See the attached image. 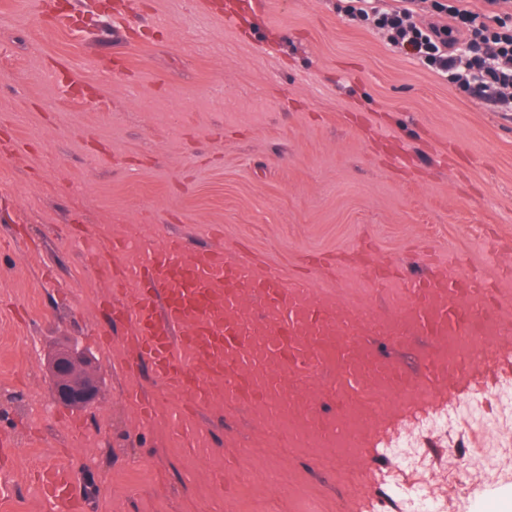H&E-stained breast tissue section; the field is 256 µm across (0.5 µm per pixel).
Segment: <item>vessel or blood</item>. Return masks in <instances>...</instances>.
Masks as SVG:
<instances>
[{
    "label": "vessel or blood",
    "mask_w": 512,
    "mask_h": 512,
    "mask_svg": "<svg viewBox=\"0 0 512 512\" xmlns=\"http://www.w3.org/2000/svg\"><path fill=\"white\" fill-rule=\"evenodd\" d=\"M79 246L124 327L121 343L133 367L145 368L159 387L150 397L138 385L128 392L142 422L163 420L188 447H202L203 414L262 406L268 428L296 435L314 423L327 444L367 439L368 448L348 458L350 472L362 476L348 512H365L373 501L371 476L382 459L377 445L393 418L382 409L357 412L354 401L385 385L404 395V409L414 415L448 393H465L489 370L478 353L443 366L430 351L414 377L387 357L378 337L401 344L415 336L461 342L512 335L497 288L476 274L449 273L431 253L423 258L427 274L408 283L401 308L366 315L314 297L305 280L284 278L220 246L191 248L179 235L160 245L116 237L104 249L85 237ZM361 352L372 365L357 363ZM34 478L56 512H85L80 477L66 462L47 463Z\"/></svg>",
    "instance_id": "1"
}]
</instances>
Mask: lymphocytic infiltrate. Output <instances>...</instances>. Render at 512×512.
<instances>
[{
    "label": "lymphocytic infiltrate",
    "mask_w": 512,
    "mask_h": 512,
    "mask_svg": "<svg viewBox=\"0 0 512 512\" xmlns=\"http://www.w3.org/2000/svg\"><path fill=\"white\" fill-rule=\"evenodd\" d=\"M469 0H437L436 18L418 25L421 0H348L346 11L384 31L397 48L448 73L476 97L512 106V0H482L493 24L481 20ZM468 43L472 52L459 61L457 46Z\"/></svg>",
    "instance_id": "lymphocytic-infiltrate-1"
}]
</instances>
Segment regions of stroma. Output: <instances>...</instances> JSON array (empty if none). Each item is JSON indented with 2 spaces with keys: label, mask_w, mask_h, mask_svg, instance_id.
<instances>
[{
  "label": "stroma",
  "mask_w": 512,
  "mask_h": 512,
  "mask_svg": "<svg viewBox=\"0 0 512 512\" xmlns=\"http://www.w3.org/2000/svg\"><path fill=\"white\" fill-rule=\"evenodd\" d=\"M344 0H112L98 26H64L98 0H0V429L19 450L16 512H46L26 473L71 463L89 512H342L343 456L315 475L314 449L254 431L249 413L211 424L236 449L225 483L164 423L145 428L130 375L99 335L115 324L75 246L78 236L176 233L301 277L353 307H401L406 285L355 262L424 275L436 252L453 270L512 289V110L348 17ZM499 251H491L488 238ZM78 341L99 394L87 409L104 449L55 421L48 359ZM467 487L452 512L512 494V403H454ZM429 500L436 473L412 431Z\"/></svg>",
  "instance_id": "1"
}]
</instances>
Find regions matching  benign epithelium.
I'll return each instance as SVG.
<instances>
[{
	"label": "benign epithelium",
	"instance_id": "7a95c632",
	"mask_svg": "<svg viewBox=\"0 0 512 512\" xmlns=\"http://www.w3.org/2000/svg\"><path fill=\"white\" fill-rule=\"evenodd\" d=\"M54 363L59 372L52 383L53 399L56 402L74 405H89L97 395V375L92 363L80 352L67 351L59 354Z\"/></svg>",
	"mask_w": 512,
	"mask_h": 512
}]
</instances>
